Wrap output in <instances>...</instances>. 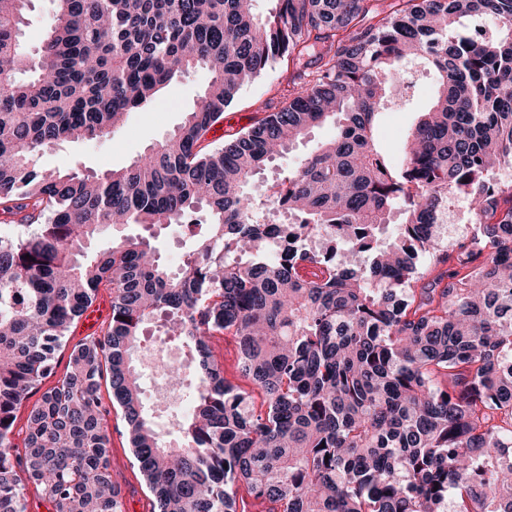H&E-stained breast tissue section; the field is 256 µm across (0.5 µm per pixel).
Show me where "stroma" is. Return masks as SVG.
Masks as SVG:
<instances>
[{
  "instance_id": "1",
  "label": "stroma",
  "mask_w": 512,
  "mask_h": 512,
  "mask_svg": "<svg viewBox=\"0 0 512 512\" xmlns=\"http://www.w3.org/2000/svg\"><path fill=\"white\" fill-rule=\"evenodd\" d=\"M287 79L285 65H274L239 92L226 109V116L240 118L243 124L248 125L262 113L277 109ZM205 84L204 72H190L171 85L147 111L130 113L124 125L111 136L95 141L62 143L45 152L40 165L45 169L66 165L82 173L97 174L128 166L183 122L187 112L199 103ZM433 89V74L423 73L414 92L396 96L394 104L380 113L378 137L391 163L397 164L403 160L408 134L421 110L431 102ZM333 134L334 128L329 124L312 128L302 142L275 163L267 165L253 179V194L258 199H265L284 171ZM191 242L190 231L180 224L154 231L153 243L163 261L174 271L181 267ZM107 424L111 437L112 468L123 476L121 497L125 512H153L152 496L127 445L120 411L111 410Z\"/></svg>"
}]
</instances>
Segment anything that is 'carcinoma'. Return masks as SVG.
I'll list each match as a JSON object with an SVG mask.
<instances>
[{"mask_svg": "<svg viewBox=\"0 0 512 512\" xmlns=\"http://www.w3.org/2000/svg\"><path fill=\"white\" fill-rule=\"evenodd\" d=\"M29 0H0V512H123L101 398L109 383L153 512H512V0H54L25 50ZM493 18L490 37L470 25ZM293 68L282 106L219 147L206 143L239 90ZM435 75L430 106L390 166L377 114L402 71ZM191 70L200 103L127 167L80 175L40 156L92 141ZM336 134L259 204L254 174L318 125ZM452 199L472 236L439 233ZM396 237H383L394 210ZM208 220L179 272L143 237L87 255L114 224ZM292 238L268 262L276 239ZM427 257L430 263L420 264ZM112 293L102 334L73 323ZM193 364L157 367L190 388L164 444L134 354L145 325ZM236 344L224 377L212 339ZM110 292L108 290H101L98 299L95 304L98 303H104V305H99L97 307H94L91 309L85 318V331L86 332H94L98 331L101 327L102 322L106 318V311L110 312ZM84 332V316L82 319L75 323L72 328L70 329L69 336H68V344L67 347L58 353L57 356V367H56V374L55 376H52L45 381L40 386V389L35 392H33L28 396L27 400L24 402L23 406L20 409L19 418L16 426V431H18L20 428L24 426L26 415L28 411L32 408V406L35 404L37 399L40 397L42 392H44L47 388L52 386L55 381L62 377V375L66 371L67 363H68V354L70 351L71 346L79 341L80 339L87 336V333Z\"/></svg>", "mask_w": 512, "mask_h": 512, "instance_id": "obj_1", "label": "carcinoma"}]
</instances>
